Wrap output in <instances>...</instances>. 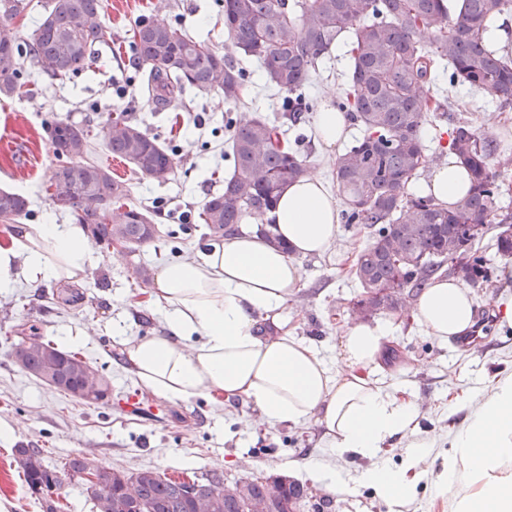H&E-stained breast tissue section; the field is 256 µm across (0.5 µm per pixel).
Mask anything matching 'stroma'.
<instances>
[{
	"label": "stroma",
	"mask_w": 512,
	"mask_h": 512,
	"mask_svg": "<svg viewBox=\"0 0 512 512\" xmlns=\"http://www.w3.org/2000/svg\"><path fill=\"white\" fill-rule=\"evenodd\" d=\"M99 21L111 28L114 41L100 48L89 67L63 81H52L29 68L21 76L22 90L0 95V190L26 196L28 223L53 219L74 223L73 214L54 209L43 191L62 160L51 145L48 129L70 119L90 132L88 157L105 163L101 129L112 115L121 113L149 135L170 146L176 167L168 179L157 180L120 163L122 180L131 189L130 200L148 208L165 237L142 245L139 258L148 271L189 256L195 242L213 235L198 220L209 194L221 191L228 164L224 159L227 133L224 115L239 118L271 116L279 95L270 86L257 60L245 61L251 94L247 105L232 107L221 92L205 95L186 92L166 111H153L140 90V76L132 67L129 31L143 20L181 25L189 35L224 46L223 0H103ZM348 60L335 51L324 61L305 88L306 96L321 104L326 96H339L344 88ZM451 101L465 120L481 126L485 111L498 112L507 127L496 135L501 148L512 150V105L503 107L490 96L468 87L453 91ZM289 140L298 142L309 169L334 182L335 153L317 145L312 121L289 128ZM367 245L369 237L358 226H340L332 252L303 259L307 281L290 310L288 330L320 345L332 354L350 319L360 288L343 270L351 243ZM98 264L84 281L22 284L0 295V422L15 427L12 441L0 442V512H43L30 494L14 463L13 450L26 445L41 449L45 462L63 469L75 455L127 473L151 469L170 478L208 470L223 472L227 480L283 473L289 461L321 455L318 426L274 427L246 430L243 419L251 403L233 398L224 408L208 398L188 402L171 400L143 388L128 369L123 347L113 338L114 327L128 336L162 334L161 322L147 299L153 281L137 278L127 260L114 259L110 250L98 249ZM397 329L391 339L400 352L392 363L394 379L403 381L418 396L421 435L446 438L465 411L456 396L480 388L482 376L512 370V330L491 328L477 344L452 348L424 336L413 316L395 314ZM59 340L62 331L83 335L77 351L106 376L111 397L87 405L62 391L42 384L20 369L11 357L21 329ZM140 403L128 409V395Z\"/></svg>",
	"instance_id": "stroma-1"
}]
</instances>
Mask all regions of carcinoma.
Returning a JSON list of instances; mask_svg holds the SVG:
<instances>
[{
    "mask_svg": "<svg viewBox=\"0 0 512 512\" xmlns=\"http://www.w3.org/2000/svg\"><path fill=\"white\" fill-rule=\"evenodd\" d=\"M31 0H0V22L23 16ZM102 0H49L28 40L0 38V94L17 88L24 61L41 74L62 80L84 69L100 47L112 43V30L97 21ZM512 14V0H224V52L188 35L178 24L144 20L132 30V44L148 101L157 111L192 90H219L236 106L250 93L245 58L261 61L268 83L280 93L272 119L239 120L229 112L230 133L224 160L229 174L224 189L210 195L200 219L214 234L232 235L248 219L257 224L274 209L279 194L307 171L306 160L285 139L286 126L303 122L313 111L303 89L322 60L339 44L348 46L344 93L336 107L349 115L362 136L336 156L334 175L346 224L370 230L371 242L356 256L353 273L362 288L354 307L366 318L402 308L399 296L412 299L432 275L445 271L472 285L491 281V259L480 241L489 226L504 224L495 236L496 255L512 257V213L504 210L505 179L512 154L499 152L470 122L452 121L448 151L472 175L471 190L451 208L431 196L407 192L422 167L427 146L423 126L444 117L451 101L433 86V76L448 75V88L460 84L504 105L512 103V55L483 42V31L498 17ZM435 32L426 45L421 30ZM54 153L69 159L50 176L46 191L56 209L77 215L92 237L108 249L123 240L130 253L160 236L151 211L128 202L129 185L107 167L87 158L89 132L70 120L48 129ZM104 141L112 155L141 174L159 180L174 171L172 151L139 126L116 118L107 123ZM96 201L100 218L79 215L84 203ZM26 196L0 191V223L10 225L27 215ZM24 371L45 385L53 367L67 364L64 391L82 384L90 364L51 341L31 344L23 354ZM16 462L44 512H57L51 487L60 472L44 464L37 448L15 449ZM110 487L101 508L97 489L85 491L98 512H201L200 496L217 497L213 512H244L241 501L224 493L223 474L211 470L192 480L163 477L144 469L117 476L103 467ZM273 512H297L307 494L304 485L281 476L249 483L250 495L264 499L273 488Z\"/></svg>",
    "mask_w": 512,
    "mask_h": 512,
    "instance_id": "carcinoma-1",
    "label": "carcinoma"
}]
</instances>
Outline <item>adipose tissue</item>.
I'll return each instance as SVG.
<instances>
[{"label": "adipose tissue", "mask_w": 512, "mask_h": 512, "mask_svg": "<svg viewBox=\"0 0 512 512\" xmlns=\"http://www.w3.org/2000/svg\"><path fill=\"white\" fill-rule=\"evenodd\" d=\"M313 125L330 151L351 132L346 113L323 102ZM456 158L432 166L416 194L449 205L470 188ZM340 205L320 172L289 184L270 217L277 248L254 232L195 248L192 258L158 267L151 304L164 323L160 336L122 342L140 384L170 399L242 398L259 426L317 424L337 457L372 460L355 479L319 457L299 462L305 478L331 493L350 482L368 486L387 512H401L415 497L420 467L435 439L417 435L418 407L379 380L393 322L356 321L340 336L334 358L288 334V306L304 284L301 258L327 253L336 243ZM0 247V294L19 284L78 281L98 262L82 225L18 224ZM471 286L432 277L414 305L422 335L450 343L476 326ZM406 442L401 465L376 463L389 441ZM448 512H512V372L495 373L464 418L448 434V453L431 480Z\"/></svg>", "instance_id": "ef3b65f1"}]
</instances>
